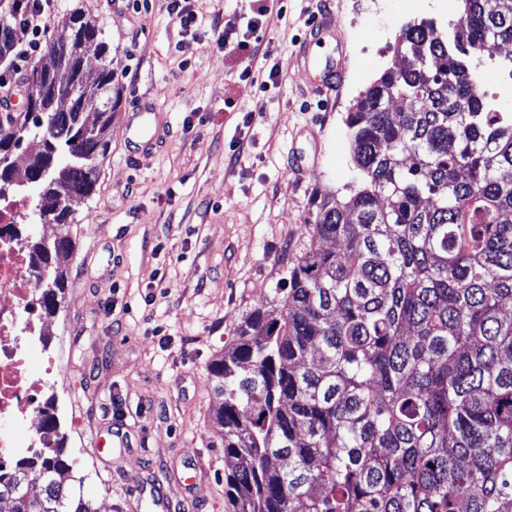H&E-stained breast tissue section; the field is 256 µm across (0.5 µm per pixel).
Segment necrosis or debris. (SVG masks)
I'll return each instance as SVG.
<instances>
[{
	"mask_svg": "<svg viewBox=\"0 0 512 512\" xmlns=\"http://www.w3.org/2000/svg\"><path fill=\"white\" fill-rule=\"evenodd\" d=\"M29 205L16 196L0 202V473L46 446L45 395L64 371L44 343L32 257L20 235Z\"/></svg>",
	"mask_w": 512,
	"mask_h": 512,
	"instance_id": "4bbe7bcc",
	"label": "necrosis or debris"
}]
</instances>
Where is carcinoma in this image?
<instances>
[{
  "label": "carcinoma",
  "mask_w": 512,
  "mask_h": 512,
  "mask_svg": "<svg viewBox=\"0 0 512 512\" xmlns=\"http://www.w3.org/2000/svg\"><path fill=\"white\" fill-rule=\"evenodd\" d=\"M443 31L405 24L403 61L360 92L345 124L361 186L320 203L312 248L279 313L256 310L212 361L230 512H512V112L486 111L470 58L512 44V0H461ZM33 69L29 107L0 114V175L24 151L40 222L73 220L109 148L119 85L95 23ZM101 66H75L88 43ZM409 99L422 103L404 112ZM100 102L92 123L81 108ZM58 311L69 238L28 241ZM57 436L41 461L0 474L10 512H98ZM45 473L24 496L28 470Z\"/></svg>",
  "instance_id": "obj_1"
}]
</instances>
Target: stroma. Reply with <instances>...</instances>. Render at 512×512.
Returning a JSON list of instances; mask_svg holds the SVG:
<instances>
[{
	"instance_id": "obj_1",
	"label": "stroma",
	"mask_w": 512,
	"mask_h": 512,
	"mask_svg": "<svg viewBox=\"0 0 512 512\" xmlns=\"http://www.w3.org/2000/svg\"><path fill=\"white\" fill-rule=\"evenodd\" d=\"M147 3L50 4L53 35L78 10L96 22L121 91L92 195L74 203L73 223L29 228L75 243L58 259L60 310L44 319L66 369L54 413L102 512H162L157 483L174 506L229 512L208 366L246 314L276 309L277 284L315 245L317 191L357 182L350 106L393 66L414 12L439 19L448 0H190L198 23L186 34L169 0ZM326 11L334 25L312 54L344 65L333 98L313 92L315 74L297 57ZM216 18L237 36L221 49ZM257 41L268 58H250ZM291 149L304 176L288 171Z\"/></svg>"
}]
</instances>
